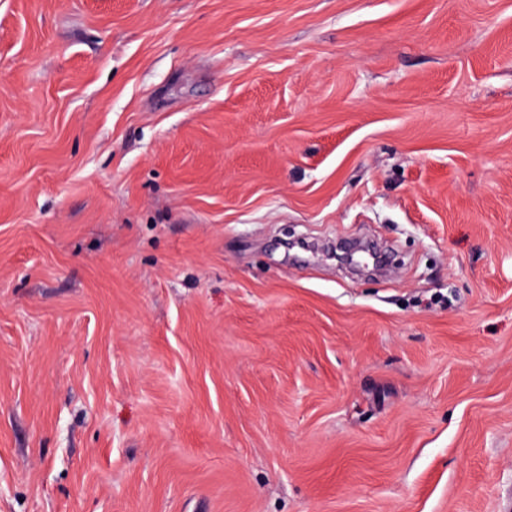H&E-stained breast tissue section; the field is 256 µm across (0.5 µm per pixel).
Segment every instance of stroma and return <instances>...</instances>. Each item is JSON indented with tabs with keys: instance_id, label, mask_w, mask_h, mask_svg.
<instances>
[{
	"instance_id": "1",
	"label": "stroma",
	"mask_w": 512,
	"mask_h": 512,
	"mask_svg": "<svg viewBox=\"0 0 512 512\" xmlns=\"http://www.w3.org/2000/svg\"><path fill=\"white\" fill-rule=\"evenodd\" d=\"M0 512H512V0H0ZM295 245H301V248L310 252L312 256L322 254L336 259L351 274L357 276L369 277L382 273L376 251L364 244L361 239L338 240L336 243L325 245L288 242V248H293Z\"/></svg>"
}]
</instances>
